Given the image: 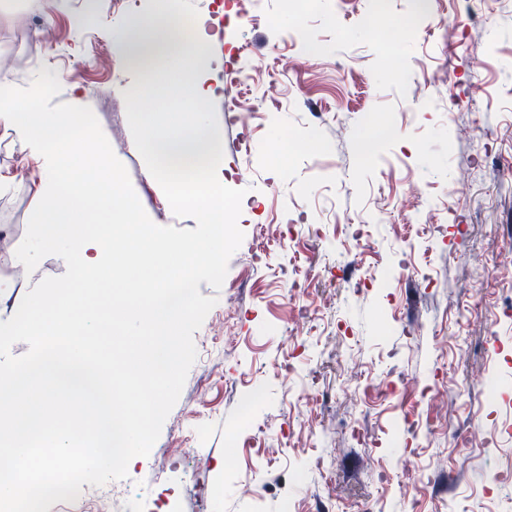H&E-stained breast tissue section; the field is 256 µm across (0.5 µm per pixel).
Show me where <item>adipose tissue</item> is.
<instances>
[{
	"mask_svg": "<svg viewBox=\"0 0 512 512\" xmlns=\"http://www.w3.org/2000/svg\"><path fill=\"white\" fill-rule=\"evenodd\" d=\"M178 0H157L149 25L130 24L122 36L127 65L136 70L156 102L178 105L176 116L157 128L153 113H139L142 135L135 144L149 170L164 175L170 201L197 211L204 223L224 221V187L202 181L223 160L215 131L196 107L203 97L208 41L202 23L183 26Z\"/></svg>",
	"mask_w": 512,
	"mask_h": 512,
	"instance_id": "adipose-tissue-1",
	"label": "adipose tissue"
}]
</instances>
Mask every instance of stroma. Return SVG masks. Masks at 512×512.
<instances>
[{
    "mask_svg": "<svg viewBox=\"0 0 512 512\" xmlns=\"http://www.w3.org/2000/svg\"><path fill=\"white\" fill-rule=\"evenodd\" d=\"M181 0L212 37L210 178L244 233L150 454L49 512H512V0ZM122 0L0 13V74L56 75L149 218L152 111ZM245 123L230 121V112ZM35 202L0 192V275Z\"/></svg>",
    "mask_w": 512,
    "mask_h": 512,
    "instance_id": "1",
    "label": "stroma"
}]
</instances>
